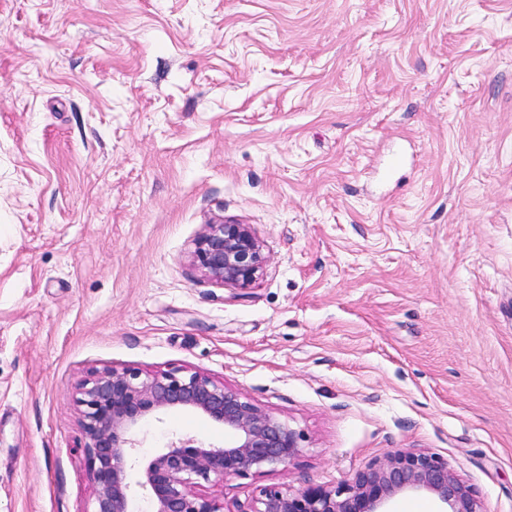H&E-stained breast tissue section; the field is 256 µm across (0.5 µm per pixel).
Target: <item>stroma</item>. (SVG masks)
Listing matches in <instances>:
<instances>
[{
	"mask_svg": "<svg viewBox=\"0 0 512 512\" xmlns=\"http://www.w3.org/2000/svg\"><path fill=\"white\" fill-rule=\"evenodd\" d=\"M247 224V288L193 261ZM198 371L303 436L201 493L397 449L512 512V0H0V512H89L79 385ZM171 433L222 430L173 412Z\"/></svg>",
	"mask_w": 512,
	"mask_h": 512,
	"instance_id": "1",
	"label": "stroma"
}]
</instances>
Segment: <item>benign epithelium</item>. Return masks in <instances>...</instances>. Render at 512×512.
<instances>
[{"instance_id":"1","label":"benign epithelium","mask_w":512,"mask_h":512,"mask_svg":"<svg viewBox=\"0 0 512 512\" xmlns=\"http://www.w3.org/2000/svg\"><path fill=\"white\" fill-rule=\"evenodd\" d=\"M194 257L221 285L245 288L266 263L247 224H208ZM80 426L86 462L96 485L90 512H138L143 496L151 512H223L195 491L199 481L222 482L276 468L301 451L302 435L239 391L182 368L148 373L130 366L95 369L81 383ZM173 410L200 416L224 430V445L192 436L172 438L150 458L137 455L144 425ZM401 494H430L442 512H483L474 490L440 456L398 449L334 486L260 491L247 512H392Z\"/></svg>"}]
</instances>
